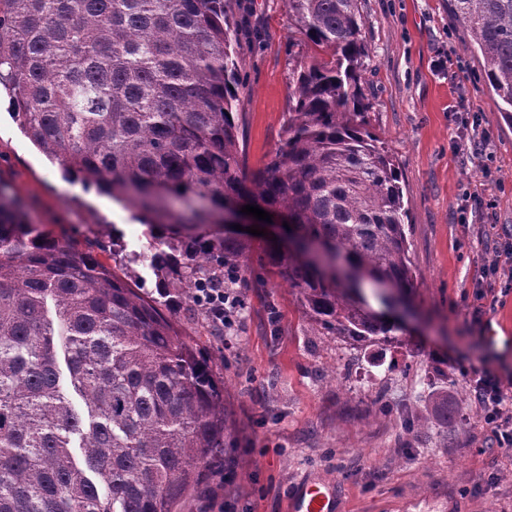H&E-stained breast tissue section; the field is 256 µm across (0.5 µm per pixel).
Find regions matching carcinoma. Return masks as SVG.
<instances>
[{
    "instance_id": "1",
    "label": "carcinoma",
    "mask_w": 512,
    "mask_h": 512,
    "mask_svg": "<svg viewBox=\"0 0 512 512\" xmlns=\"http://www.w3.org/2000/svg\"><path fill=\"white\" fill-rule=\"evenodd\" d=\"M238 0H0V85L62 170L135 211L159 298L72 240L34 231L0 190V512H179L224 473V388L174 327L197 286L247 288L255 241L224 209L286 217L369 285L414 288L402 176L366 120L359 0H287L331 51L296 65L283 136L242 170ZM512 126V0H448ZM314 336L376 343L399 327L305 258L267 250ZM448 416L438 389L413 415Z\"/></svg>"
}]
</instances>
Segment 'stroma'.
Here are the masks:
<instances>
[{
  "label": "stroma",
  "mask_w": 512,
  "mask_h": 512,
  "mask_svg": "<svg viewBox=\"0 0 512 512\" xmlns=\"http://www.w3.org/2000/svg\"><path fill=\"white\" fill-rule=\"evenodd\" d=\"M361 15L367 121L400 168L413 218L411 316L391 342L371 347L309 335L258 241L249 265L265 285L242 289L237 326L215 339L198 322L179 324L183 338L215 351L229 456L224 475L182 512H288L308 479L333 485L341 512H512V446L485 422L471 382L489 376L512 399V266L482 275L512 242V126L448 0H361ZM236 39L250 173L282 137L295 64L325 53L297 31L286 0H241ZM461 126L487 137V150L456 151ZM0 188L48 236L117 239L118 253L101 261H130L137 286L154 290L149 266L132 259L146 226L108 195L90 203L88 186L46 160L7 113ZM469 193L480 204L463 221L458 206ZM324 366L335 379L320 378ZM435 388L450 393V422L410 427Z\"/></svg>",
  "instance_id": "stroma-1"
}]
</instances>
